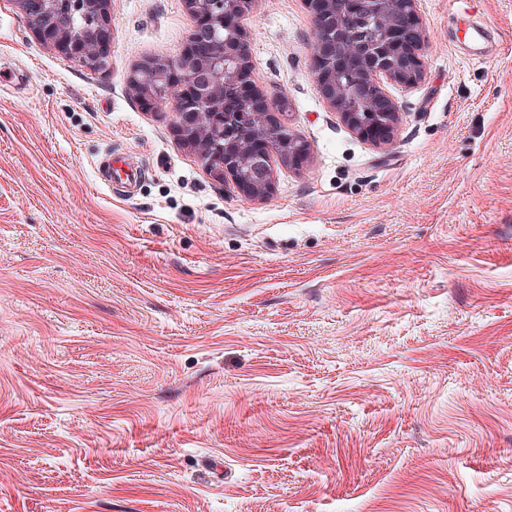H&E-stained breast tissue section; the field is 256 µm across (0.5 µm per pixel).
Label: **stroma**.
<instances>
[{
    "mask_svg": "<svg viewBox=\"0 0 512 512\" xmlns=\"http://www.w3.org/2000/svg\"><path fill=\"white\" fill-rule=\"evenodd\" d=\"M417 10L378 146L311 76L305 0H254V79L310 150L261 201L127 90L184 0H111L102 72L0 0V512H512V0ZM456 39L468 46L474 51H478L480 56H493L498 54L499 44L495 36L487 26L474 20L469 16L467 22L459 27L456 14H452Z\"/></svg>",
    "mask_w": 512,
    "mask_h": 512,
    "instance_id": "35a3bbf8",
    "label": "stroma"
}]
</instances>
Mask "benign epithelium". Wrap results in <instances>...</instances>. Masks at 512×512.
Masks as SVG:
<instances>
[{"instance_id": "1", "label": "benign epithelium", "mask_w": 512, "mask_h": 512, "mask_svg": "<svg viewBox=\"0 0 512 512\" xmlns=\"http://www.w3.org/2000/svg\"><path fill=\"white\" fill-rule=\"evenodd\" d=\"M13 2L24 16L29 30L44 46L82 64L97 63L107 58L112 37L111 0H76L73 9L67 12L62 11L60 0ZM327 3L328 0H306L313 16L316 49L323 54L331 53L338 39L326 26L324 6ZM243 4L250 5L252 0H185L186 8L199 20V32H211L213 50L197 63L192 61L193 55L187 50L174 60L166 56L152 57L132 69L126 81L135 98L149 108L167 103V97L147 88L149 83L157 80L167 83L175 78L197 83L202 111L194 113L195 123H189V117L180 112L179 103H173L177 140L199 156L215 180L222 182L228 175L244 196L263 200L274 192V175L260 179L243 175L239 163L224 154V127L221 122L224 90L238 85L242 93L252 97L251 111L262 116L267 129L265 146L268 154L277 155L283 164L289 165L306 157L308 147L289 130L282 105L272 104L259 94L251 75L246 30L242 28L227 38L220 33L224 29L225 14L240 11ZM384 47L386 56L397 57L399 70L390 69L384 59L365 65L363 77L367 78L375 94L368 112H357L346 106L343 88H352L359 77L339 71L336 77L327 78L313 64L309 70L330 107L354 133L365 135V124L372 123L386 131L387 140L391 141L400 112L385 92V83L417 84L423 75V62L417 52L388 37Z\"/></svg>"}]
</instances>
